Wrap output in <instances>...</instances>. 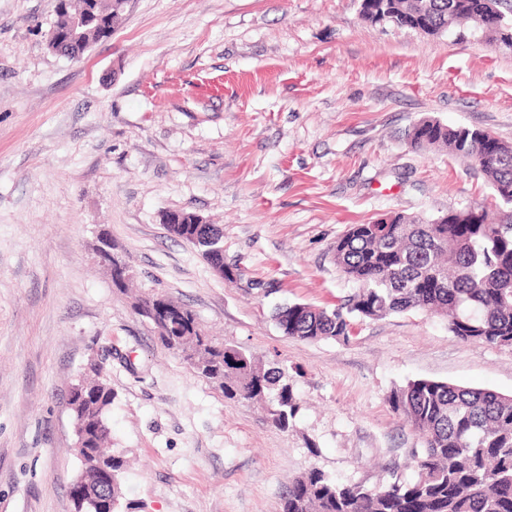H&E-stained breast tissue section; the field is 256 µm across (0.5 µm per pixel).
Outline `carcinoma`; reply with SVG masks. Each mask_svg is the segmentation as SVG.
<instances>
[{"instance_id": "carcinoma-1", "label": "carcinoma", "mask_w": 512, "mask_h": 512, "mask_svg": "<svg viewBox=\"0 0 512 512\" xmlns=\"http://www.w3.org/2000/svg\"><path fill=\"white\" fill-rule=\"evenodd\" d=\"M116 22L122 11L113 0H73L71 13L88 3ZM387 21L398 26L417 19L435 28L476 23L512 48L505 36V13L512 0H388ZM485 132L422 120L408 132L415 149L448 147L473 158L490 186L494 208L450 211L423 221L400 214L369 224H353L336 240V265L355 292L333 310L295 303L280 309L276 322L284 335L300 341L346 339L357 317L380 318L411 311L448 316V330L463 342L512 345V145L498 141V153H484ZM218 224L197 229V251L210 264H224V253L207 251ZM173 317L161 323L162 341L184 354L202 376L229 398L264 400L272 423L289 426L296 406L277 368L264 369L240 349L214 342L187 307L167 301ZM87 398L71 412L85 428L84 447L106 457L111 429L106 413L114 393L92 363L82 374ZM391 408L422 436L411 458L414 475L379 487L340 484L318 469L295 480L280 512H512V395L420 379L392 392ZM123 460L112 456V498L120 500Z\"/></svg>"}]
</instances>
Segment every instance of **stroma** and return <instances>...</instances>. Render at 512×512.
Wrapping results in <instances>:
<instances>
[{
  "label": "stroma",
  "mask_w": 512,
  "mask_h": 512,
  "mask_svg": "<svg viewBox=\"0 0 512 512\" xmlns=\"http://www.w3.org/2000/svg\"><path fill=\"white\" fill-rule=\"evenodd\" d=\"M57 0H0V512H74L71 385L98 362L115 399L120 512H280L316 468L408 479L422 438L390 394L418 379L512 394V346L412 311L349 339L285 336L276 307L336 308L350 225L488 207L475 162L419 151L432 118L512 144V48L364 20L361 0H131L80 60L50 50ZM224 229L222 279L163 222ZM129 265L116 287L96 248ZM161 294L215 342L281 369L288 429L231 399L138 315Z\"/></svg>",
  "instance_id": "obj_1"
}]
</instances>
